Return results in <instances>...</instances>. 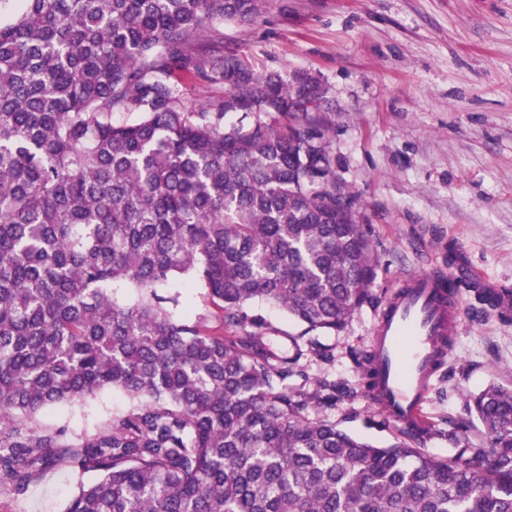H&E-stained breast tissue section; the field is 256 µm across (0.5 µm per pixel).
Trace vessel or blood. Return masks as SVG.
<instances>
[{
    "label": "vessel or blood",
    "instance_id": "1",
    "mask_svg": "<svg viewBox=\"0 0 512 512\" xmlns=\"http://www.w3.org/2000/svg\"><path fill=\"white\" fill-rule=\"evenodd\" d=\"M456 289L430 272L407 277L380 314L373 349L380 402L390 417L412 424L424 418L423 405L446 352L443 338L460 321Z\"/></svg>",
    "mask_w": 512,
    "mask_h": 512
}]
</instances>
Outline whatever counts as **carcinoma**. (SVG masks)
I'll return each instance as SVG.
<instances>
[{
  "label": "carcinoma",
  "instance_id": "obj_1",
  "mask_svg": "<svg viewBox=\"0 0 512 512\" xmlns=\"http://www.w3.org/2000/svg\"><path fill=\"white\" fill-rule=\"evenodd\" d=\"M0 493L61 467L66 512H512V382L468 398L470 419L377 446L311 414L336 382L289 383L244 307L272 303L336 332L379 298L376 257L338 182L309 74H257L193 51L262 0H0ZM224 94L185 106L187 79ZM114 112L138 115L112 121ZM278 115L273 122L261 113ZM230 113L240 122L228 124ZM208 290L236 331L175 317ZM139 296L131 301L126 290ZM376 400L373 350L352 352ZM120 388L133 406L75 439L44 407ZM484 446L468 443L472 420ZM458 449L439 461L416 444Z\"/></svg>",
  "mask_w": 512,
  "mask_h": 512
}]
</instances>
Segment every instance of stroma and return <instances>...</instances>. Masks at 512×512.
<instances>
[{"instance_id":"obj_1","label":"stroma","mask_w":512,"mask_h":512,"mask_svg":"<svg viewBox=\"0 0 512 512\" xmlns=\"http://www.w3.org/2000/svg\"><path fill=\"white\" fill-rule=\"evenodd\" d=\"M196 44L261 73L320 81L336 180L357 196L375 242L377 296L414 273L454 278L462 268L512 290V0H264L253 24L223 22ZM452 248L456 268L445 264ZM460 306L424 403L440 430L466 419L469 395L512 382V318L482 311L466 288ZM378 315L366 305L340 331L312 333L335 359L300 365L345 387L325 415L385 445L398 423L348 394L359 384L350 353L370 348ZM131 405L109 389L43 409L34 423L89 433ZM94 479L52 470L23 494H1L0 512H65L79 482Z\"/></svg>"}]
</instances>
